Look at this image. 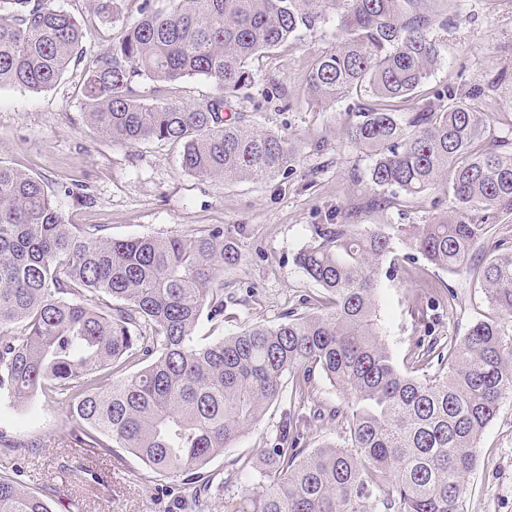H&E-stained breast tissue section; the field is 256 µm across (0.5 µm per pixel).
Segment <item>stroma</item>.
Returning <instances> with one entry per match:
<instances>
[{
  "label": "stroma",
  "instance_id": "stroma-1",
  "mask_svg": "<svg viewBox=\"0 0 512 512\" xmlns=\"http://www.w3.org/2000/svg\"><path fill=\"white\" fill-rule=\"evenodd\" d=\"M71 13L85 37L82 55L53 88L33 93L0 88V163L33 174L46 183L79 184L80 197L67 201L71 224H102L108 235H194L204 226L223 227L238 237L242 263L226 270L224 318H201V336H227L257 322L273 325L302 298L321 288L295 263L316 224L340 223L355 211L360 224H425L438 213L441 190L399 195L393 204L371 207L367 181L371 158L348 144L345 103L311 100L306 78L313 58L336 43V29L320 23L314 31L260 55L252 64L255 81L232 106L247 124L273 131L297 144L288 178L224 184L181 168L180 147L149 141L121 145L98 136L82 118L79 90L97 57L112 44V29L94 17L85 0H53ZM416 11L437 20L431 34L442 43V61L427 90L458 94L479 87L477 104L489 116L487 140L512 141V0H419ZM447 27H440V20ZM394 242L377 294L384 340L399 366H406L419 340L458 339L480 320L497 318L475 274H451L411 260ZM452 286V304H440L431 289ZM283 408H270L261 422L233 448L206 467L207 496L213 512H237L224 480L234 460L258 459L274 439ZM66 422V407L39 395L17 408L0 398V430L45 446L16 459L0 456V474L13 466L26 471L28 487L48 495L52 512H178L171 480L136 481L139 461L125 451L93 455L56 440ZM85 464L90 482L75 480L68 467ZM465 512H512V396L505 398L478 443L477 466L467 481Z\"/></svg>",
  "mask_w": 512,
  "mask_h": 512
}]
</instances>
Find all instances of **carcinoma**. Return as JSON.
Returning <instances> with one entry per match:
<instances>
[{"mask_svg": "<svg viewBox=\"0 0 512 512\" xmlns=\"http://www.w3.org/2000/svg\"><path fill=\"white\" fill-rule=\"evenodd\" d=\"M123 2L86 0L117 31L81 86L83 120L99 136L179 143L183 169L226 184L287 176L295 148L247 124L231 99L254 83L255 56L330 20L341 38L312 60L308 96L355 94L345 136L370 153L373 204L443 186L448 207L389 232L314 225L296 261L322 294L275 325L211 338L196 335L200 318L224 315L220 274L243 260L224 229L115 239L103 224L66 222L73 188L0 163V396L17 406L60 397V443L134 455L140 479H175L181 512H211L207 464L286 396L274 446L224 481L240 487L238 512H464L478 440L512 394V247L471 264L495 219L512 214V146L486 145L481 89L458 99L434 90L450 100L438 108L415 103L441 61L430 16L410 12L419 0H136L133 22ZM84 37L51 0H0V87H53ZM138 78L155 83L153 98ZM185 78L208 81L213 95L168 100L167 86ZM395 239L439 269L478 272L500 312L459 341L418 343L404 369L382 338L376 295ZM320 378L350 406L314 397ZM313 420L340 427L342 443L305 453ZM41 447L0 432L4 453ZM0 512L51 510L15 473L0 475Z\"/></svg>", "mask_w": 512, "mask_h": 512, "instance_id": "obj_1", "label": "carcinoma"}]
</instances>
